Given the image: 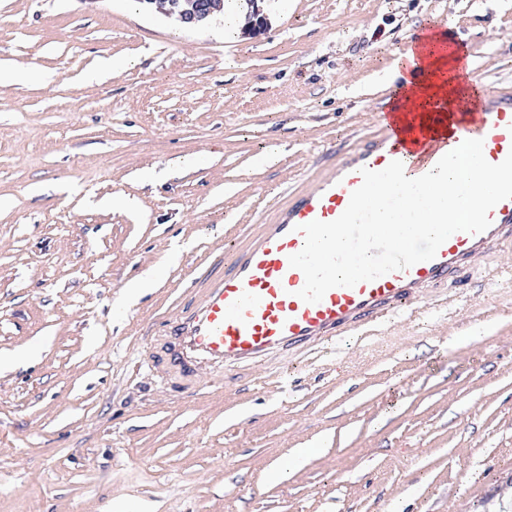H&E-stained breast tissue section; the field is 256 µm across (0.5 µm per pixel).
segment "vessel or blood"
Here are the masks:
<instances>
[{
	"mask_svg": "<svg viewBox=\"0 0 512 512\" xmlns=\"http://www.w3.org/2000/svg\"><path fill=\"white\" fill-rule=\"evenodd\" d=\"M442 36L435 44L427 33L415 34L416 57L400 68L404 79L426 80L424 52L456 49L453 29H444ZM381 122L385 134L379 142L347 155L314 189L290 200L275 223L263 225L223 276L212 279L192 301L183 319L169 329L175 345L173 367L195 376L202 370L235 371L273 358L294 361L321 352L402 312L420 310L424 293L447 296L464 270L512 241V199H506L491 209L486 231L453 234L434 259L352 287L331 288L317 303L300 299L305 276L291 267L289 258L304 245L301 228L315 220L337 219L362 183L361 169L380 171L397 160L416 178L431 171L462 137L482 140L484 156L493 164L512 152L509 96L476 112H437L425 122H406L401 113L385 112Z\"/></svg>",
	"mask_w": 512,
	"mask_h": 512,
	"instance_id": "b4317fda",
	"label": "vessel or blood"
}]
</instances>
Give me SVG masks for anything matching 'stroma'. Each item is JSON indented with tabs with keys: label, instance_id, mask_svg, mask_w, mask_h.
Returning <instances> with one entry per match:
<instances>
[{
	"label": "stroma",
	"instance_id": "stroma-1",
	"mask_svg": "<svg viewBox=\"0 0 512 512\" xmlns=\"http://www.w3.org/2000/svg\"><path fill=\"white\" fill-rule=\"evenodd\" d=\"M0 0V512H512V243L448 305L226 384L146 343L280 206L378 140L453 20L512 95V0ZM171 13L177 14L179 10L187 6L185 0H168ZM191 7L179 12V19L183 24L192 26L198 24L203 18L211 15L217 6H214L215 0H188Z\"/></svg>",
	"mask_w": 512,
	"mask_h": 512
}]
</instances>
